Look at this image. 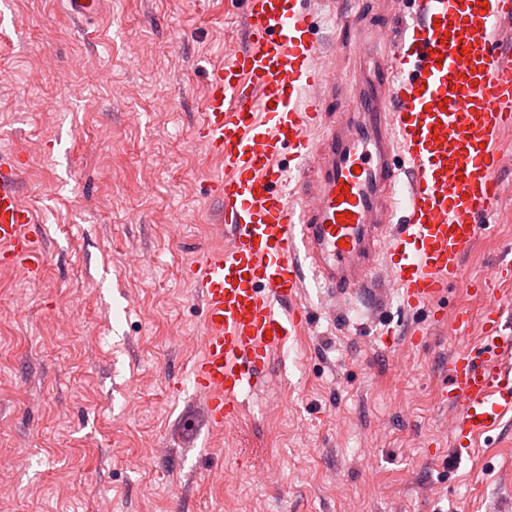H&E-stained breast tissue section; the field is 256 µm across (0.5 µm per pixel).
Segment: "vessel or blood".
Returning a JSON list of instances; mask_svg holds the SVG:
<instances>
[{
  "mask_svg": "<svg viewBox=\"0 0 512 512\" xmlns=\"http://www.w3.org/2000/svg\"><path fill=\"white\" fill-rule=\"evenodd\" d=\"M388 13L389 51L353 93L345 121L327 113L339 78L298 0H244L247 42L212 70L198 136L221 163L209 190L221 204L225 247L186 271L204 310L194 386L214 429L242 411L270 376L273 353L309 321L306 274L337 296L381 300L385 266L409 311L442 321L440 299L466 282V250L512 184L499 177L512 129V47L497 35L512 0H413ZM403 158L407 197L397 203ZM19 153L0 152V261L31 279L32 216L21 201ZM346 221H339V214ZM477 286L483 330L448 361L455 444L512 412V308Z\"/></svg>",
  "mask_w": 512,
  "mask_h": 512,
  "instance_id": "1",
  "label": "vessel or blood"
}]
</instances>
